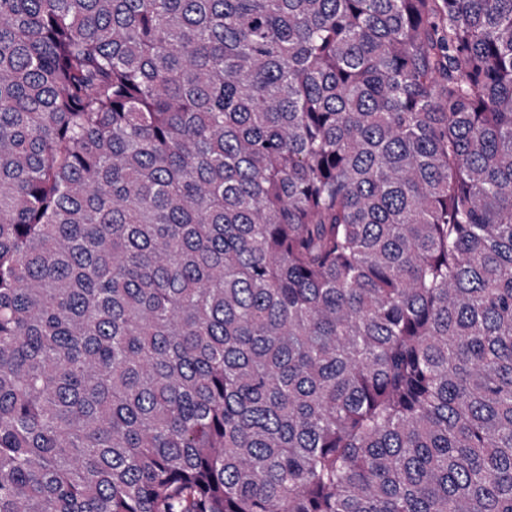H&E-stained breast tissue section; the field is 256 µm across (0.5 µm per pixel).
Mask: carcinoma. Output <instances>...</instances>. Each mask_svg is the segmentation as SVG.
Listing matches in <instances>:
<instances>
[{
  "mask_svg": "<svg viewBox=\"0 0 512 512\" xmlns=\"http://www.w3.org/2000/svg\"><path fill=\"white\" fill-rule=\"evenodd\" d=\"M0 512H512V0H0Z\"/></svg>",
  "mask_w": 512,
  "mask_h": 512,
  "instance_id": "obj_1",
  "label": "carcinoma"
}]
</instances>
